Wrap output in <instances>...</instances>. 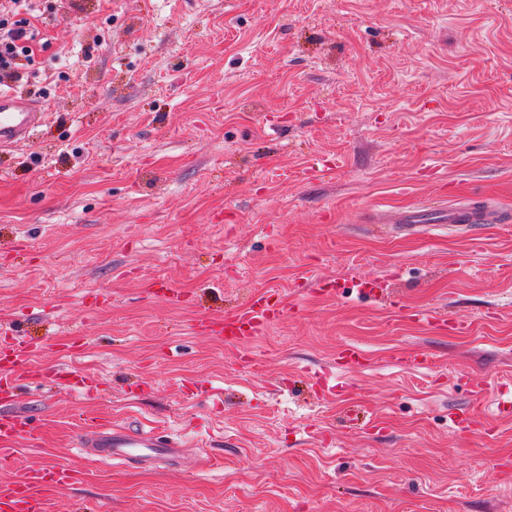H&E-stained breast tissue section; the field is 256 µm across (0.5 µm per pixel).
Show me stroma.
Here are the masks:
<instances>
[{
    "instance_id": "obj_1",
    "label": "stroma",
    "mask_w": 512,
    "mask_h": 512,
    "mask_svg": "<svg viewBox=\"0 0 512 512\" xmlns=\"http://www.w3.org/2000/svg\"><path fill=\"white\" fill-rule=\"evenodd\" d=\"M28 21L38 83L15 93L44 123L0 147V329L36 356L0 483L78 466L51 512H512V223L369 221L512 210V0H50ZM260 290L286 312L225 341L214 321ZM476 404L480 430L453 424ZM85 418L183 448L83 457ZM509 222L510 213L506 215L497 205L476 207L464 201L436 208L418 206L390 213L384 220L370 221L373 224H405L404 226L411 230L422 227L420 224H448V229H450L473 228L480 224H507Z\"/></svg>"
}]
</instances>
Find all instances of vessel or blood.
<instances>
[{
    "label": "vessel or blood",
    "instance_id": "vessel-or-blood-1",
    "mask_svg": "<svg viewBox=\"0 0 512 512\" xmlns=\"http://www.w3.org/2000/svg\"><path fill=\"white\" fill-rule=\"evenodd\" d=\"M43 114L28 100L10 92H0V147L29 141L41 126ZM387 223L402 224L414 230L423 224H445L452 228H472L480 224H506L512 216L497 205L476 207L460 201L436 208L418 206L388 214ZM281 298L267 294L251 296L244 306L225 317L224 332L235 336L246 330L264 327L271 317L283 313ZM26 360L23 349L13 351L10 365L0 367V395H13ZM20 416H0V460L14 458L10 441L19 437ZM79 445L92 449L95 456L110 461L148 462L174 455L176 444L168 436L144 432L117 424L83 432ZM79 478L69 466H49L22 471L20 476L0 485V512H49V494L64 490Z\"/></svg>",
    "mask_w": 512,
    "mask_h": 512
}]
</instances>
